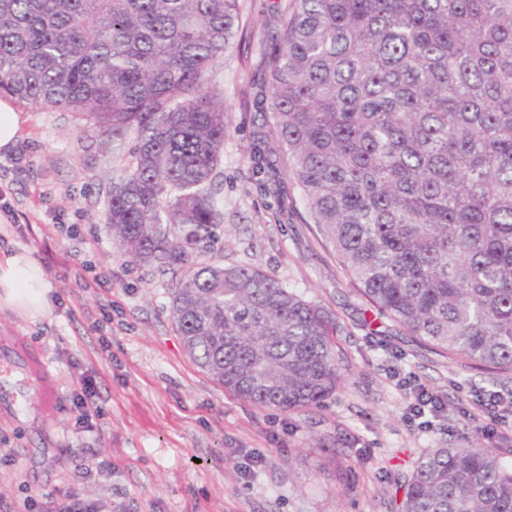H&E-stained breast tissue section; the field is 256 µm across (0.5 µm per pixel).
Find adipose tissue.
<instances>
[{"label": "adipose tissue", "mask_w": 512, "mask_h": 512, "mask_svg": "<svg viewBox=\"0 0 512 512\" xmlns=\"http://www.w3.org/2000/svg\"><path fill=\"white\" fill-rule=\"evenodd\" d=\"M49 285L38 267L20 254L0 257V301L27 311L46 305Z\"/></svg>", "instance_id": "obj_1"}]
</instances>
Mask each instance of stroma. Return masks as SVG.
<instances>
[{"label":"stroma","instance_id":"stroma-1","mask_svg":"<svg viewBox=\"0 0 512 512\" xmlns=\"http://www.w3.org/2000/svg\"><path fill=\"white\" fill-rule=\"evenodd\" d=\"M276 3L240 0L244 35L213 67L228 122L224 222L193 261L257 268L339 315V387L325 407L290 413L225 392L183 348L171 275L131 262L103 229L108 172L127 150L74 113L17 103L19 143L0 152V252L33 260L50 289L41 313L0 302V512H49L69 490L99 512H397L402 483L432 449L487 448L512 468V373L365 324L295 183L281 169L255 181L249 151L270 101L260 46ZM77 258L110 273V286L67 280ZM408 372L446 397L432 426L407 412L397 380ZM84 378L99 409L89 428L76 423ZM488 399L491 414L478 406Z\"/></svg>","mask_w":512,"mask_h":512}]
</instances>
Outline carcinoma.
I'll list each match as a JSON object with an SVG mask.
<instances>
[{
  "instance_id": "1",
  "label": "carcinoma",
  "mask_w": 512,
  "mask_h": 512,
  "mask_svg": "<svg viewBox=\"0 0 512 512\" xmlns=\"http://www.w3.org/2000/svg\"><path fill=\"white\" fill-rule=\"evenodd\" d=\"M239 18V0H0V97L133 135L107 233L135 263L183 270L171 310L193 362L287 413L335 394L344 324L257 269L189 263L224 223L210 70ZM263 60L252 174L283 167L379 317L512 372V0H289ZM398 512H512V470L436 448Z\"/></svg>"
}]
</instances>
